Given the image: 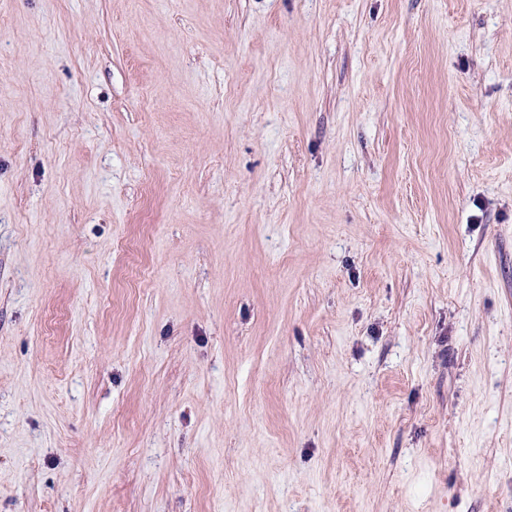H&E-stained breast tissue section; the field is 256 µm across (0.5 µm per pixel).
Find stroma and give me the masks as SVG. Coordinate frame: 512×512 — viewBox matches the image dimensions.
I'll use <instances>...</instances> for the list:
<instances>
[{
    "instance_id": "35a3bbf8",
    "label": "stroma",
    "mask_w": 512,
    "mask_h": 512,
    "mask_svg": "<svg viewBox=\"0 0 512 512\" xmlns=\"http://www.w3.org/2000/svg\"><path fill=\"white\" fill-rule=\"evenodd\" d=\"M0 512H512V0H0Z\"/></svg>"
}]
</instances>
